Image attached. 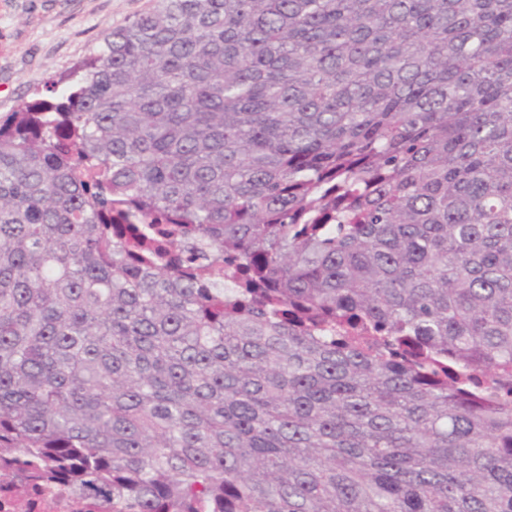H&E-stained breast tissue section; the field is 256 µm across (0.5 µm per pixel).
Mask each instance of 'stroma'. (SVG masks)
<instances>
[{"mask_svg":"<svg viewBox=\"0 0 512 512\" xmlns=\"http://www.w3.org/2000/svg\"><path fill=\"white\" fill-rule=\"evenodd\" d=\"M155 0H0V116L45 94L59 74Z\"/></svg>","mask_w":512,"mask_h":512,"instance_id":"stroma-1","label":"stroma"}]
</instances>
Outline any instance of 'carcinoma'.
Instances as JSON below:
<instances>
[{"instance_id":"obj_1","label":"carcinoma","mask_w":512,"mask_h":512,"mask_svg":"<svg viewBox=\"0 0 512 512\" xmlns=\"http://www.w3.org/2000/svg\"><path fill=\"white\" fill-rule=\"evenodd\" d=\"M0 118V484L91 512H512V0H155Z\"/></svg>"}]
</instances>
